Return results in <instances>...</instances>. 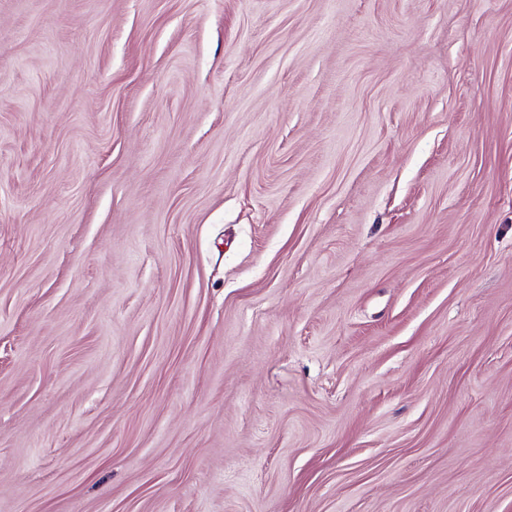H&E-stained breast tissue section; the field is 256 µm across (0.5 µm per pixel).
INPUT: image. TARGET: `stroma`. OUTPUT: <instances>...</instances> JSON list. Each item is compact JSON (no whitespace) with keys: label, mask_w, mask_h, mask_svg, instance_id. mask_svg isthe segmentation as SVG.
<instances>
[{"label":"stroma","mask_w":512,"mask_h":512,"mask_svg":"<svg viewBox=\"0 0 512 512\" xmlns=\"http://www.w3.org/2000/svg\"><path fill=\"white\" fill-rule=\"evenodd\" d=\"M0 512H512V0H0Z\"/></svg>","instance_id":"stroma-1"}]
</instances>
